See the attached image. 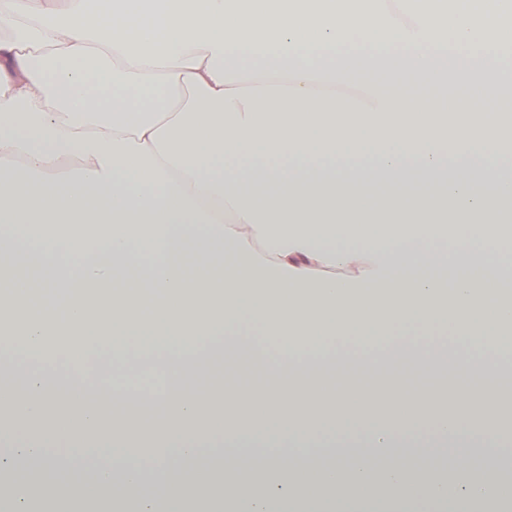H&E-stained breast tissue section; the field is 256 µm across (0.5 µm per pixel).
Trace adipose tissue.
I'll return each instance as SVG.
<instances>
[{"label": "adipose tissue", "mask_w": 512, "mask_h": 512, "mask_svg": "<svg viewBox=\"0 0 512 512\" xmlns=\"http://www.w3.org/2000/svg\"><path fill=\"white\" fill-rule=\"evenodd\" d=\"M417 84L434 98L392 91ZM491 86L512 91V0H0V155L24 163L0 172V259L21 261L0 262V346L18 358L0 409L39 424L0 420V512H26L34 485L55 512H156L147 487L166 512H231L259 449L251 512H408L420 489L436 512H512V225L490 204L512 113L474 110ZM62 149L80 163L66 182ZM355 177L404 203L357 205ZM444 328L452 344H432ZM395 330L426 341L384 350ZM54 336L104 370L144 366L135 343L155 337L172 387L152 427L128 436L125 391L62 399L26 369ZM351 336L385 387L300 383L351 361ZM216 360L277 385H183ZM446 365L452 395L400 393L408 370Z\"/></svg>", "instance_id": "ef3b65f1"}]
</instances>
